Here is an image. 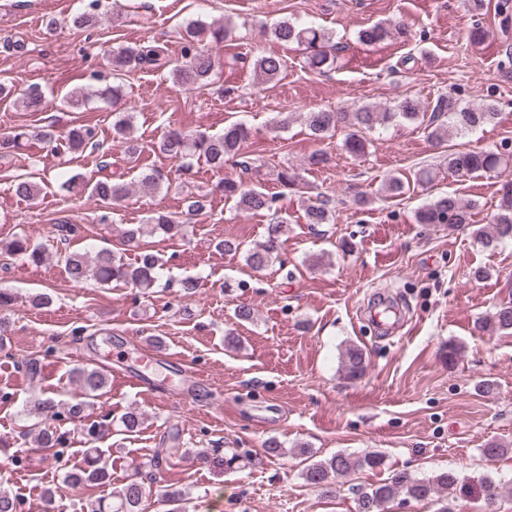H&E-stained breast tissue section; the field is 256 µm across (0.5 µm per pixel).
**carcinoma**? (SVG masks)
Masks as SVG:
<instances>
[{
	"label": "carcinoma",
	"mask_w": 512,
	"mask_h": 512,
	"mask_svg": "<svg viewBox=\"0 0 512 512\" xmlns=\"http://www.w3.org/2000/svg\"><path fill=\"white\" fill-rule=\"evenodd\" d=\"M102 0H88L85 9L76 15L72 23L82 29L101 22L104 13L101 11ZM276 41L283 44L295 43L304 48L306 65L313 70H323L335 62L331 37L320 27L300 25L288 18L275 23L270 31ZM229 36L224 26L211 27L203 22L190 23L185 27L182 36L180 57L170 58L166 50L156 45H136L118 47L112 50V84L102 89V94L116 102L123 96V85L120 83L123 71L127 68L153 70L169 67L174 82L186 88L204 86L216 68L223 63L216 60L210 52V45L222 43ZM408 29L400 23L390 21L379 22L359 32V40L367 45H374L385 40L406 39ZM254 70L270 82L277 79L283 68V59L273 53L257 56L253 61ZM16 96V101L31 112L42 108L44 96L34 84L16 92L0 85V96ZM497 115V104L487 100L478 106H466L451 95L439 96L432 107H427L417 99L404 97L391 107L378 111L370 106H362L352 112H336L320 109L306 113L305 121L311 135L318 140L333 136L336 129L343 127L348 130L345 149L352 155L360 156L366 150L365 132L377 125L394 120L416 121L428 118L426 129L429 137L442 141L453 135L469 132L491 122ZM132 116L120 114L112 123L113 139L126 144L130 154L137 152V147L130 139ZM248 137L243 125L233 123L224 128L221 134L207 132L168 131L157 143L158 151L166 157L178 162V171L189 175L193 169V160L204 158L216 169L224 168L226 161L233 158L241 173L252 170V163L243 156L241 146ZM66 150L76 153L87 146L97 145L96 127L80 124L68 130L65 138ZM448 171L458 176H471L475 173L502 174L512 169V154L502 152L458 151L448 154ZM280 185L304 197L303 185L297 175L282 169L277 173ZM82 183L89 194L105 204L125 200L130 189L124 182L112 181L108 178L91 181L80 174L65 179L62 186L70 188ZM217 189L225 199L234 202L235 207L244 212H268L272 215V224L267 226L263 240L248 246L231 239H224L217 247L226 254L244 255L245 264L253 271L265 270L274 260L280 257L284 243L287 220L278 214L277 195L266 192L263 188L249 186L243 179L226 178L220 181ZM42 191L40 184L21 180L15 184V194L27 201L39 197ZM478 203L463 202L454 193H443L416 212L419 224H444L453 231L460 227L473 224V210ZM332 215L331 199L309 201L305 207L306 221L309 224H326ZM161 231L174 236L181 231L182 225L174 216L158 212L151 215L143 224H132L124 231V241L129 250L136 252L134 263L124 262L122 256L108 248L99 249L94 256L72 251L64 256L68 278L76 284L94 281L101 285L109 283L130 285L134 288H151L157 280V274L163 266L162 259L142 244L144 229ZM478 239L488 248H495L506 240L512 241V180L504 186L497 212L493 216L490 229L479 227L474 230ZM10 255L21 256L32 263L45 261L43 245L33 243L25 236H17L6 246ZM500 332L512 334V302L502 303L483 322ZM368 363L365 353L356 345L345 348L341 356V371L349 380L361 378ZM87 397L102 394L107 387V375L97 369L83 367L72 373ZM383 458L379 454H369L360 458H352L336 454L324 462L308 466L305 478L308 483L321 488L330 485V480L348 474L356 469L377 468L382 465ZM109 477L107 467L102 464L101 457H86L84 465L76 467L66 474V480L73 486L95 485L105 482ZM457 477L450 472H441L431 478H417L408 472L395 473L384 482L360 494L358 499L359 512H383L384 505L397 496L404 494L416 500L430 499L443 490L452 488ZM145 487L138 482L126 484L119 493V503L112 506V512H141V503L145 497ZM21 497L8 491L0 490V512H21Z\"/></svg>",
	"instance_id": "cac0c4a2"
}]
</instances>
